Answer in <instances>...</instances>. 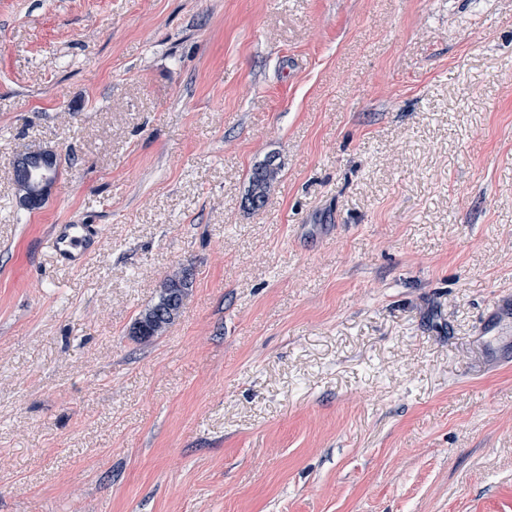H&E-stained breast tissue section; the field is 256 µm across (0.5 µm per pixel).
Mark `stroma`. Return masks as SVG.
<instances>
[{"label":"stroma","mask_w":512,"mask_h":512,"mask_svg":"<svg viewBox=\"0 0 512 512\" xmlns=\"http://www.w3.org/2000/svg\"><path fill=\"white\" fill-rule=\"evenodd\" d=\"M510 303L512 0H0V512H512ZM57 161V153L46 149L24 151L13 158L11 168L21 206L33 209L42 205L53 182L47 174L33 180L32 169L40 167L48 173ZM278 166L274 160H267L254 166L249 173V191L245 200L248 209L259 210L263 208L268 199L270 189L277 178ZM250 200L260 203L258 209L251 206ZM49 246L59 259L78 269L96 252V234L91 224H57ZM190 284L189 277L184 279L181 274L168 278L161 286L158 300L135 318L130 328L131 336L140 342L161 336L180 316Z\"/></svg>","instance_id":"stroma-1"}]
</instances>
